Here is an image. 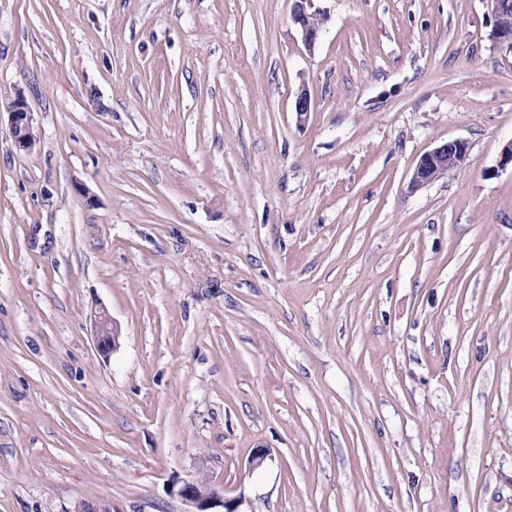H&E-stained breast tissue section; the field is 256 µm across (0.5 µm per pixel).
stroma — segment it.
I'll list each match as a JSON object with an SVG mask.
<instances>
[{"label": "stroma", "instance_id": "stroma-1", "mask_svg": "<svg viewBox=\"0 0 512 512\" xmlns=\"http://www.w3.org/2000/svg\"><path fill=\"white\" fill-rule=\"evenodd\" d=\"M293 5L0 0V512H186L202 462L243 512H512L491 0H311V52ZM306 0H295L292 19L299 26L302 34V41L308 51H313L319 38L324 18L317 16V13H308L303 5ZM8 121L14 145L19 151H28L34 143L33 117L26 102L16 98L8 106ZM467 153L468 145L460 139L449 140L426 152L413 170L409 190H418L448 176V169H461ZM120 330L109 316L101 311L94 315V343L102 355L107 356L120 345Z\"/></svg>", "mask_w": 512, "mask_h": 512}]
</instances>
